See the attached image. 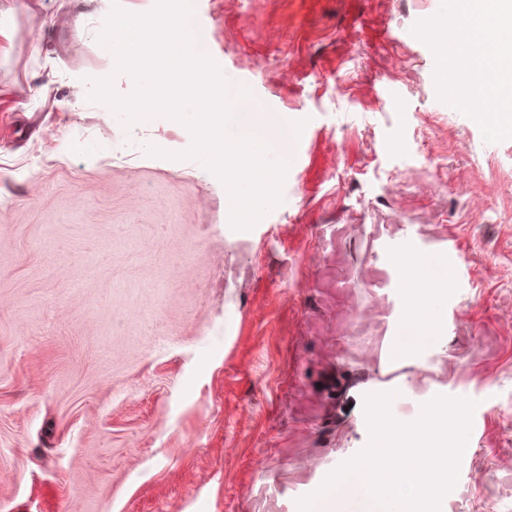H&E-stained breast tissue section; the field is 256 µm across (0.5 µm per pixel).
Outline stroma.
Here are the masks:
<instances>
[{
  "instance_id": "stroma-1",
  "label": "stroma",
  "mask_w": 512,
  "mask_h": 512,
  "mask_svg": "<svg viewBox=\"0 0 512 512\" xmlns=\"http://www.w3.org/2000/svg\"><path fill=\"white\" fill-rule=\"evenodd\" d=\"M0 0V512H299L389 393L474 401L448 512H512V136L438 85L455 0H195L252 110L304 127L282 201L237 230L189 129L88 101L113 7ZM163 156L145 153V145ZM459 259L431 345L394 352L409 259Z\"/></svg>"
}]
</instances>
